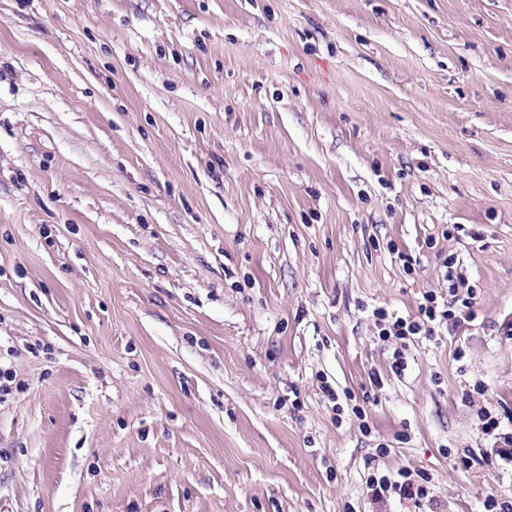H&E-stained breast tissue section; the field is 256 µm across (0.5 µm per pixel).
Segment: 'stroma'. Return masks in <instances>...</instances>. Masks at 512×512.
Returning <instances> with one entry per match:
<instances>
[{"label":"stroma","instance_id":"stroma-1","mask_svg":"<svg viewBox=\"0 0 512 512\" xmlns=\"http://www.w3.org/2000/svg\"><path fill=\"white\" fill-rule=\"evenodd\" d=\"M0 370V512L512 494V0H0ZM455 261L448 260V272L445 278L451 282L449 292L451 299L448 300V306L440 305L438 296L433 291L426 292L419 302L417 313L407 317L397 316V314L387 311L377 313L378 324L381 326L380 337L396 336L399 339H409L413 336L430 337L435 334V325L442 320H453L455 325L470 321L473 318V305L475 304V294L473 291L468 296L458 297L456 288H454L453 268ZM399 480L391 482L385 476L379 479L373 478L370 480V486L376 493L379 492L384 494L392 489L394 492H398L399 495L404 498L414 500L415 502H422L428 498V477L421 473L413 474L412 472L401 469L398 472Z\"/></svg>","mask_w":512,"mask_h":512}]
</instances>
